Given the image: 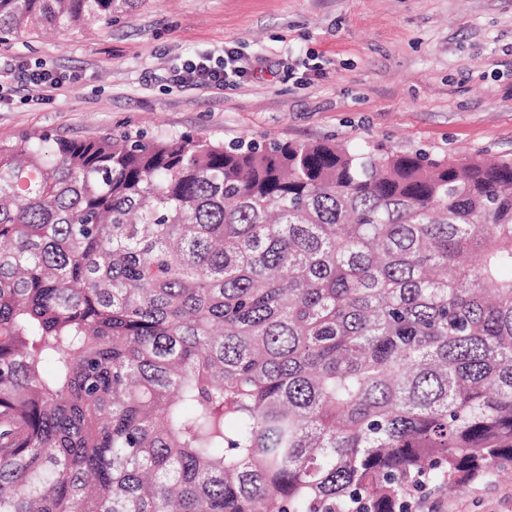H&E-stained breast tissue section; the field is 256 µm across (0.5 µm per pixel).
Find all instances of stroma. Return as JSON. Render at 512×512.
Here are the masks:
<instances>
[{
  "label": "stroma",
  "instance_id": "obj_1",
  "mask_svg": "<svg viewBox=\"0 0 512 512\" xmlns=\"http://www.w3.org/2000/svg\"><path fill=\"white\" fill-rule=\"evenodd\" d=\"M237 56L232 90L174 70ZM64 76L41 102L25 67ZM198 133L512 158V0H140L112 26L0 43V142ZM413 512H512V473Z\"/></svg>",
  "mask_w": 512,
  "mask_h": 512
}]
</instances>
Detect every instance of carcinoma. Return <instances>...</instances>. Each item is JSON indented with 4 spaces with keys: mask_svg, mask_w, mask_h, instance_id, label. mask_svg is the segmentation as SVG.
<instances>
[{
    "mask_svg": "<svg viewBox=\"0 0 512 512\" xmlns=\"http://www.w3.org/2000/svg\"><path fill=\"white\" fill-rule=\"evenodd\" d=\"M140 0H0V41ZM512 467V160L0 143V512H410Z\"/></svg>",
    "mask_w": 512,
    "mask_h": 512,
    "instance_id": "cac0c4a2",
    "label": "carcinoma"
}]
</instances>
